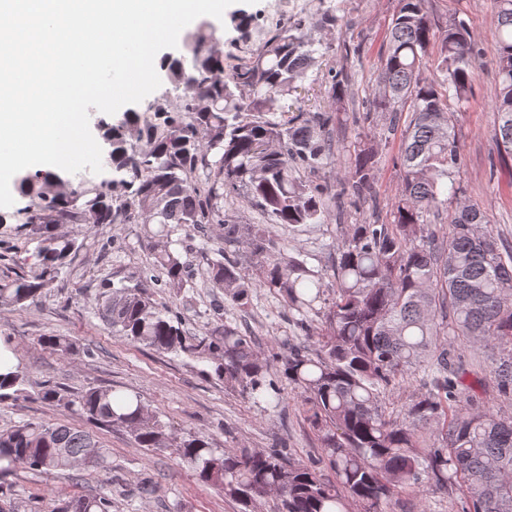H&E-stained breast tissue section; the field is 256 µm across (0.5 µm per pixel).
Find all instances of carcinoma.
Wrapping results in <instances>:
<instances>
[{
    "label": "carcinoma",
    "instance_id": "cac0c4a2",
    "mask_svg": "<svg viewBox=\"0 0 512 512\" xmlns=\"http://www.w3.org/2000/svg\"><path fill=\"white\" fill-rule=\"evenodd\" d=\"M428 0H401L376 66L368 112L380 114L395 131L397 114L409 109L394 163L401 185L388 224H352L337 244L336 297L322 312L318 348L286 347L261 358L251 337L229 324L189 336L183 313L158 308L145 292L142 273L130 283H102L99 314L112 334L158 352L185 354L212 363L214 375L259 400L278 394L272 364L288 384L305 395V420L324 453L329 474L313 463L294 461L284 448L218 450L208 438L187 432L178 439L135 393L91 388L75 399L45 384L40 398L63 404L106 428L129 431L144 448H176L197 480L224 492L255 512L271 497L274 512H384L394 495H418L459 486L466 512H512V417L474 409L453 410L463 393L461 362L453 344L475 347L471 363L481 365L478 348L500 349L493 371L499 388L512 390V252L490 229L486 211L448 196L461 194L463 164L455 136V112L470 100L484 47L463 20L439 27ZM493 55L497 87L492 108L499 159H512V0H495ZM216 28L203 20L189 31L178 52L161 67L185 95L179 108L158 98L148 111L160 125L129 110L120 120L99 124L111 147L112 178L74 186L57 172L26 173L20 193L32 208L24 230L36 242L41 272L0 283V307H22L53 281L78 249L59 224H154L146 230L152 270L182 291L186 266L171 249L172 235L203 224L224 226V247L210 259L213 290L237 305L253 289L269 288L299 315L324 295L319 274L276 247L275 228L322 224L336 208V196L363 207L373 199L380 163L379 144L359 142L348 162L339 194L320 180L333 162L328 135L343 109L348 73L328 69V108L276 115L274 105L298 91L316 62L329 51L302 19L270 34L264 44L224 71L215 49ZM438 44L440 76H423L430 47ZM147 139L150 148L133 149ZM237 202L260 210L268 223L228 218ZM450 228L437 234L432 220ZM257 267L241 271L240 256ZM45 348L60 356L77 351L67 336H46ZM420 374L425 390L396 417L381 410L396 376ZM23 375L0 381V398L23 392ZM107 449L86 431L65 425L24 422L0 433V475L25 464L38 472L103 464ZM53 512H112L104 493L63 501Z\"/></svg>",
    "mask_w": 512,
    "mask_h": 512
}]
</instances>
